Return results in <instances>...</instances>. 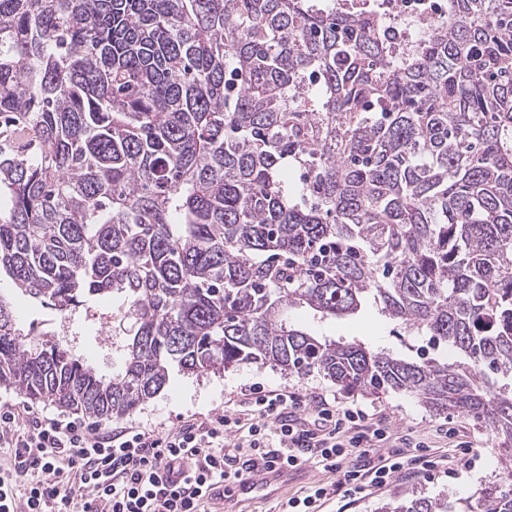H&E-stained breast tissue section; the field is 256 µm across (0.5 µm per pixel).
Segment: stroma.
<instances>
[{
    "label": "stroma",
    "instance_id": "1",
    "mask_svg": "<svg viewBox=\"0 0 512 512\" xmlns=\"http://www.w3.org/2000/svg\"><path fill=\"white\" fill-rule=\"evenodd\" d=\"M0 295L13 302L20 325L26 327L34 324L49 332L59 330L61 320L55 313L30 305L12 281L3 275L0 276ZM118 307V301L94 299L80 308L70 321L71 347L83 353L89 364L103 375L118 371L123 364L119 351L104 348L102 335V314L112 313ZM293 317L316 334L356 338L373 348L387 349L396 354L406 353L408 346L415 342L414 337L406 335L394 321L381 313L379 306L372 303L355 316L332 321H319L301 311L294 312ZM246 384H258L268 389L284 386L303 391L318 389L336 397L339 404L354 403L369 411L383 412L395 433L413 434L415 439L429 445L431 455L447 460L451 465L458 457L457 442L467 441L473 447L474 463L470 470L460 472L458 478H448L439 467L431 471L419 470L409 479L393 481L381 489L367 490L360 500L336 498L330 502L329 512H376L382 502L411 494L447 499L449 508L453 510L458 501L470 497L481 487L497 484L503 489L512 490V480L504 478L502 463L506 452L500 439L480 427L471 416L429 410L418 398L405 393L389 392L378 397L346 393L316 373L303 377L286 375L256 364H243L221 374L200 377L175 370L170 374L167 387L131 414L129 420L154 427L176 423L180 417L193 413H218L223 411L225 401ZM337 478V473L306 464L302 466L300 476L283 484L277 494L258 495L242 503L232 502L228 508L230 512H273L277 500L299 494L311 483H330Z\"/></svg>",
    "mask_w": 512,
    "mask_h": 512
}]
</instances>
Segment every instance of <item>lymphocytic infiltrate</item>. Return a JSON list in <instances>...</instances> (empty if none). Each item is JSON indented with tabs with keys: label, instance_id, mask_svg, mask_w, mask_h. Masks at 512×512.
I'll list each match as a JSON object with an SVG mask.
<instances>
[{
	"label": "lymphocytic infiltrate",
	"instance_id": "1",
	"mask_svg": "<svg viewBox=\"0 0 512 512\" xmlns=\"http://www.w3.org/2000/svg\"><path fill=\"white\" fill-rule=\"evenodd\" d=\"M388 456H380V449ZM423 443L398 440L385 417L326 393L241 387L223 412L166 431L110 430L27 405H0V512H207L256 464L311 463L342 474L279 501L274 512H323L360 499L413 466L434 469Z\"/></svg>",
	"mask_w": 512,
	"mask_h": 512
}]
</instances>
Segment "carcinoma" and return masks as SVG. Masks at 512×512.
<instances>
[{
  "instance_id": "1",
  "label": "carcinoma",
  "mask_w": 512,
  "mask_h": 512,
  "mask_svg": "<svg viewBox=\"0 0 512 512\" xmlns=\"http://www.w3.org/2000/svg\"><path fill=\"white\" fill-rule=\"evenodd\" d=\"M384 30L336 0H0V273L61 317L116 296L135 325L100 375L32 343L0 296V386L112 420L175 368L255 363L404 392L511 448L512 0H449L406 50ZM285 161L309 176L297 192ZM368 299L442 353L289 318ZM476 508L512 512V493Z\"/></svg>"
}]
</instances>
